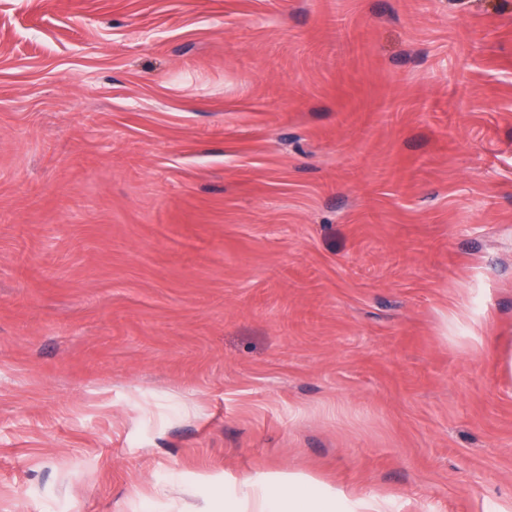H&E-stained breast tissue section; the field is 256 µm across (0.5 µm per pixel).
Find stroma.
<instances>
[{
  "label": "stroma",
  "instance_id": "obj_1",
  "mask_svg": "<svg viewBox=\"0 0 512 512\" xmlns=\"http://www.w3.org/2000/svg\"><path fill=\"white\" fill-rule=\"evenodd\" d=\"M508 355L512 0H0V512H512ZM342 498L321 489L311 477L270 479L265 483L244 480L235 496L224 499L225 512H341Z\"/></svg>",
  "mask_w": 512,
  "mask_h": 512
}]
</instances>
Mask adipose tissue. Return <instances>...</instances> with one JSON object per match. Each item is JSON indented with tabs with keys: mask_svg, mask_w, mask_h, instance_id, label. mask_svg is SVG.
I'll list each match as a JSON object with an SVG mask.
<instances>
[{
	"mask_svg": "<svg viewBox=\"0 0 512 512\" xmlns=\"http://www.w3.org/2000/svg\"><path fill=\"white\" fill-rule=\"evenodd\" d=\"M342 498L321 489L309 477L272 479L264 483H239L233 499L225 501V512H339Z\"/></svg>",
	"mask_w": 512,
	"mask_h": 512,
	"instance_id": "ef3b65f1",
	"label": "adipose tissue"
}]
</instances>
